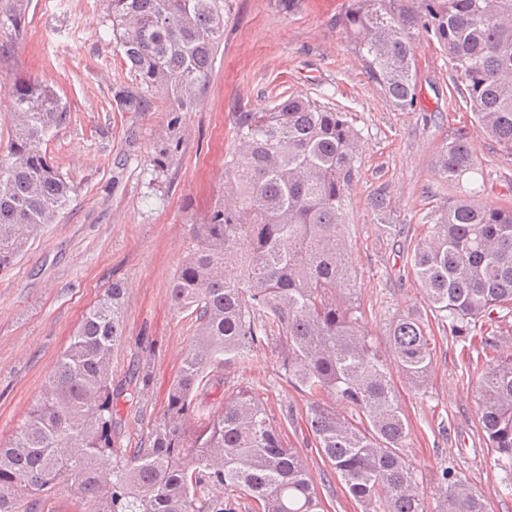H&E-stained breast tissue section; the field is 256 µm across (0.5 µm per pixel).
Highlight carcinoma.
Masks as SVG:
<instances>
[{"label":"carcinoma","mask_w":512,"mask_h":512,"mask_svg":"<svg viewBox=\"0 0 512 512\" xmlns=\"http://www.w3.org/2000/svg\"><path fill=\"white\" fill-rule=\"evenodd\" d=\"M111 28L143 93L174 112L201 100L224 36V0H109ZM24 0L0 6V26L24 37ZM368 77L397 107L417 103L415 32L442 48L475 114L476 132L512 156V0H345L331 21ZM12 138L0 154V271L67 206L72 184L42 152L67 121L56 91L37 79L8 86ZM224 157V200L193 225L195 244L172 279L178 311L196 313V336L148 445L116 449L114 404L138 401L150 374L116 384L125 284L115 281L83 316L38 399L0 441V512L64 483L85 512H224L209 488L230 486L259 512H324L306 464L284 442L260 395L240 388L201 426L189 421L210 369L244 364L278 335L286 379L307 397L316 447L362 512H487L484 499L446 467L426 491L408 461L410 429L393 369L418 389L433 369L427 327L391 324L382 354L361 323L349 260L345 205L360 133L347 113L298 94L237 112ZM449 186L476 170L467 135L441 147ZM425 302L450 334L512 306V208L478 191L448 198L410 254ZM479 423L512 496V353L476 376ZM438 509L428 506V495Z\"/></svg>","instance_id":"obj_1"}]
</instances>
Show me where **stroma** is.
Returning <instances> with one entry per match:
<instances>
[{"mask_svg": "<svg viewBox=\"0 0 512 512\" xmlns=\"http://www.w3.org/2000/svg\"><path fill=\"white\" fill-rule=\"evenodd\" d=\"M343 0H228L224 39L206 92L171 126L168 100L147 94L137 111L122 98L138 81L112 37L108 0H28L26 37L14 42L0 27V153L11 138L9 84L33 77L52 86L69 118L45 142L50 162L74 186L72 199L27 251L0 272V440L8 439L43 389L86 310L114 281L127 286L124 335L112 356V378L148 367L151 381L137 405L117 403L121 451L144 443L167 406L197 323L173 310L169 285L199 223L224 192V153L233 144L235 113L272 104L295 92L348 113L362 132L357 175L347 207V239L357 271L362 322L386 348L393 320L413 314L428 321L434 367L423 389L394 375L397 400L409 423L406 453L432 487L451 467L485 499L489 512H512L501 492L502 471L479 424L468 365L480 360V337L512 347V308L480 323L475 341L439 327L423 299L408 257L429 228L425 218L449 196L434 170L440 147L465 133L478 169L462 189L512 206V156L478 135L474 114L455 89L453 72L435 40L417 42L418 98L396 108L368 78L344 35L329 25ZM178 152L161 157L170 137ZM386 196L385 212L369 199ZM190 415L200 424L232 391L262 393L273 423L303 456L325 512H361L314 448L306 399L285 378L278 344L254 349L248 364L213 369Z\"/></svg>", "mask_w": 512, "mask_h": 512, "instance_id": "1", "label": "stroma"}]
</instances>
